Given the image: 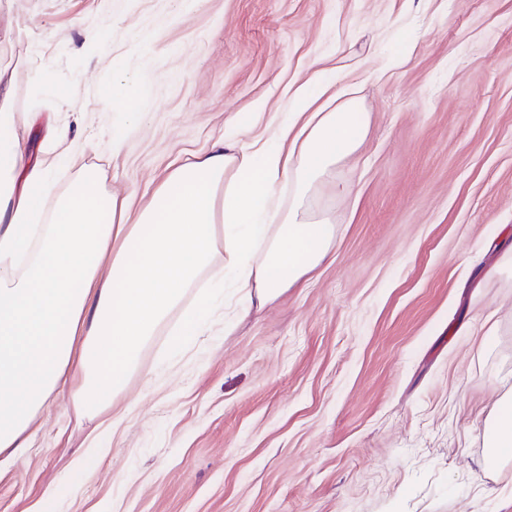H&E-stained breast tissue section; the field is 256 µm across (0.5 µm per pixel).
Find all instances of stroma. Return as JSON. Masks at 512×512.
Instances as JSON below:
<instances>
[{"label": "stroma", "mask_w": 512, "mask_h": 512, "mask_svg": "<svg viewBox=\"0 0 512 512\" xmlns=\"http://www.w3.org/2000/svg\"><path fill=\"white\" fill-rule=\"evenodd\" d=\"M1 67L54 191L92 168L138 208L320 69L367 132L335 172L351 198L312 200L336 238L305 283L248 314L225 288L179 357L152 337L118 429L58 399L0 512H512L486 446L512 391V0H0ZM136 69L133 128L103 104Z\"/></svg>", "instance_id": "obj_1"}]
</instances>
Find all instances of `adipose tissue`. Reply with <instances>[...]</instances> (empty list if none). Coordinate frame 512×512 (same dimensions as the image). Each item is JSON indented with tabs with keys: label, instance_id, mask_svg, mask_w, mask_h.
Masks as SVG:
<instances>
[{
	"label": "adipose tissue",
	"instance_id": "obj_1",
	"mask_svg": "<svg viewBox=\"0 0 512 512\" xmlns=\"http://www.w3.org/2000/svg\"><path fill=\"white\" fill-rule=\"evenodd\" d=\"M331 85L320 72L305 81L265 137L244 141L245 125L231 123L138 213L131 196L103 192L92 170L44 211L49 169L0 113V467L26 454L35 418L65 386L82 414L111 408L141 348L203 272L212 291L175 348L223 308L225 284L262 304L326 260L335 229L309 200L366 136L362 112L329 96Z\"/></svg>",
	"mask_w": 512,
	"mask_h": 512
}]
</instances>
